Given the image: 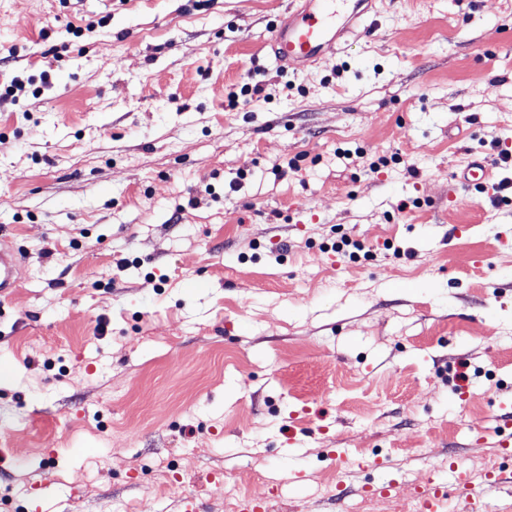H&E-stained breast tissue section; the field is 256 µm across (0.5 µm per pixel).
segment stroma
I'll list each match as a JSON object with an SVG mask.
<instances>
[{"instance_id": "35a3bbf8", "label": "stroma", "mask_w": 512, "mask_h": 512, "mask_svg": "<svg viewBox=\"0 0 512 512\" xmlns=\"http://www.w3.org/2000/svg\"><path fill=\"white\" fill-rule=\"evenodd\" d=\"M291 3L0 0V512L512 470V0H374L298 68ZM17 257L14 252L0 248V297L10 288H16L14 271Z\"/></svg>"}]
</instances>
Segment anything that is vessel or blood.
<instances>
[{"label": "vessel or blood", "mask_w": 512, "mask_h": 512, "mask_svg": "<svg viewBox=\"0 0 512 512\" xmlns=\"http://www.w3.org/2000/svg\"><path fill=\"white\" fill-rule=\"evenodd\" d=\"M365 0H322L318 9L292 14L272 31L271 47L276 61L283 66L298 67L317 62L335 51L341 38L363 15ZM14 252L0 248V295L15 287ZM461 512H483L485 496L472 483L461 465L451 468Z\"/></svg>", "instance_id": "b4317fda"}]
</instances>
